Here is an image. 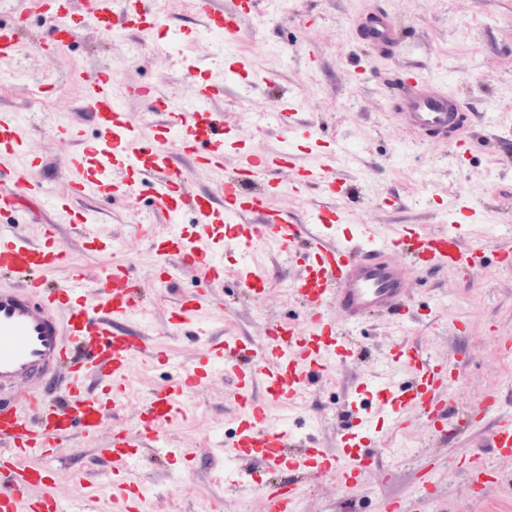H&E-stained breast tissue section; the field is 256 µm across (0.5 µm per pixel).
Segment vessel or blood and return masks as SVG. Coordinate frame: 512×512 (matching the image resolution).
<instances>
[{
    "label": "vessel or blood",
    "mask_w": 512,
    "mask_h": 512,
    "mask_svg": "<svg viewBox=\"0 0 512 512\" xmlns=\"http://www.w3.org/2000/svg\"><path fill=\"white\" fill-rule=\"evenodd\" d=\"M32 12L49 24L51 37L41 49L45 57L68 48L87 28L104 38L131 29L160 34L161 16L153 0H85L74 9L72 0H30ZM210 32L236 40L241 24L256 13L255 0H196ZM19 22L0 24V62L22 53ZM357 38L377 54L394 53L403 37L388 10L379 9L355 26ZM226 71L243 85L255 84L257 74L248 58L228 55ZM399 89L395 115L424 140H444L457 161H466L471 145L462 137L470 114L453 92L415 70L397 74ZM224 94L223 81L196 71L195 81L180 106H172L152 85L117 87L109 68H99L87 80L82 98L85 115L96 131L82 153L68 158L74 176L56 200L65 222L76 224L84 244L108 251L111 240L95 230L90 215H79L73 199L95 196L127 198L133 182L149 184L154 202L171 231L157 236L152 247L160 263L154 276L168 285L176 268L199 272L201 287L184 295L169 313L172 332L196 327L209 304L211 292L224 283L220 251L235 242L241 251L271 242L289 262L304 270L290 281L288 291L306 308L303 320L268 321L259 338L201 332L199 362L174 365L175 385L152 394L144 403L138 434L112 430V413L131 385V363L142 355L166 359L165 351L151 348L149 333L131 328L143 305L141 281L131 263L105 266L87 276L73 265L63 282L47 275L68 256L53 225L36 233H21L14 224H0V274L15 285L0 287V512H67L53 466L69 447L75 429L90 433L111 429V438L99 449L121 465V483L128 507H135L143 490L132 475L141 461L140 440L153 442L159 460L168 462L175 449L164 445L163 430L187 399L215 379L234 389L242 414L225 452L237 468L225 471V485L239 489L259 504L258 512H298L307 481L335 473L343 496H350L365 476L382 465L375 449L364 447L362 433L372 414L360 416L357 431L341 428L338 453L332 454L308 440H298L271 420L272 404H296L313 379L348 364L355 349L342 327L366 322L379 314L391 315L397 325L415 316L411 274L439 268L480 273L491 264L482 246L465 244L459 227L430 234L415 226L396 235L367 241L339 238L335 232L346 220L338 200L349 192L330 160L297 167L291 149L270 155L241 153L233 174L224 172L226 148L242 142L238 129L225 128L224 115L207 103ZM139 98L151 111L167 114V122L143 137L122 98ZM24 156L35 160L39 151L13 115L0 114V158ZM127 178L114 180V169ZM210 171L213 185L193 194L184 185L188 170ZM316 187L329 204L306 220L289 216L271 203L285 190ZM22 170L0 183V214L14 212L21 194L37 191ZM196 218L192 233L179 230L183 214ZM235 275L254 299H262L266 279L247 262ZM394 361L414 373L411 383L388 391L382 411L403 421L404 411H420L428 425L447 423L458 397L455 354L437 360L424 357L400 343ZM497 457L512 453V417L500 419L485 434ZM270 472V480L253 483L245 466Z\"/></svg>",
    "instance_id": "1"
}]
</instances>
